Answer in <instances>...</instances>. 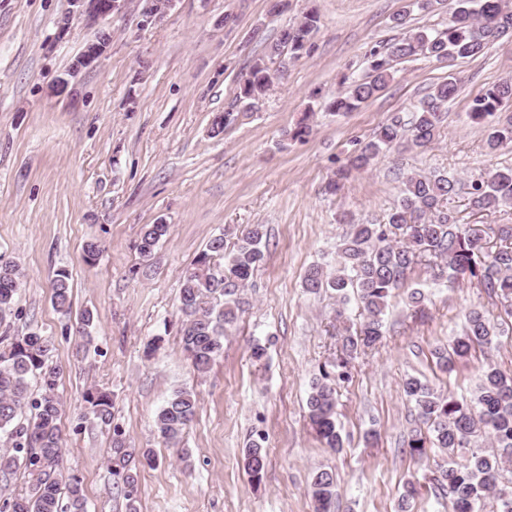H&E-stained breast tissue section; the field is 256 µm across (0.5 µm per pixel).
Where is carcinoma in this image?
I'll list each match as a JSON object with an SVG mask.
<instances>
[{"label": "carcinoma", "instance_id": "obj_1", "mask_svg": "<svg viewBox=\"0 0 512 512\" xmlns=\"http://www.w3.org/2000/svg\"><path fill=\"white\" fill-rule=\"evenodd\" d=\"M451 19L440 31H412L404 38L373 48L367 55L369 73L354 80L329 104L333 112H352L385 88L393 78V63L413 56L438 61L476 58L488 44L512 31V0H448ZM318 12L311 8L280 31L266 57L256 59L240 80L236 101L244 108H230L212 119L217 136L235 126L247 109L263 99L275 81L277 70L267 60L285 54L301 58L311 53L318 29ZM458 94L455 79L436 85L416 106L412 120L398 117L382 125L349 159L348 169L369 168L381 155L400 148H425L438 136L448 103ZM469 118L487 127V149L495 153L512 145V75L504 77L469 105ZM460 180L454 176L407 173L403 196L385 224H354L338 246L336 269L320 264L307 268L306 292L333 291L340 302L354 295L361 304L359 330L343 328L337 341L336 361L322 372L307 400L308 418L319 441L327 448H342L336 424V393L349 379L352 361L375 347L386 336L385 314L395 291L404 287L415 265L428 259L438 268L437 277L454 285L474 282L489 297L512 304V224H499L493 233L501 245L489 251L481 238L470 233L444 208V201L457 194ZM469 204L478 211L512 209V166L491 168L469 180ZM162 221L146 224L138 243L139 253L149 257L167 235ZM267 253L263 225L253 224L226 246L224 235L209 240L184 276L179 289L182 315V346L193 369L204 374L224 355V336L238 321L242 295ZM19 270L0 264V325L6 322L20 289ZM52 302L56 310L69 313L72 306L70 276L56 274ZM497 328L476 310L468 313L461 336L451 348L436 352V364L448 372L468 360L475 347L490 348ZM0 472L11 474L24 468L28 491L0 504V512H85L86 499L80 480L63 466L60 427L62 401L57 393L60 368L49 363L51 340L37 332L10 336L3 332L0 344ZM39 384L32 396L30 379ZM403 393L413 404L426 429L415 431L407 441L409 454L422 457L430 448L448 453L439 467L436 488L448 496L453 512H512V370L494 364L482 369L473 398L459 400L434 389L421 379L403 380ZM88 414L103 426L112 427L109 458L115 485L123 491L129 512H137L139 464L154 463L150 452L126 444L122 430L112 425V398L107 392L84 395ZM197 398L183 388L174 392L156 417L161 437L170 444L182 441L194 420ZM458 449H467L465 462L455 459ZM244 467L259 483L267 465L262 440L252 441L243 451ZM309 495L314 512H335L336 474L320 469L312 475Z\"/></svg>", "mask_w": 512, "mask_h": 512}]
</instances>
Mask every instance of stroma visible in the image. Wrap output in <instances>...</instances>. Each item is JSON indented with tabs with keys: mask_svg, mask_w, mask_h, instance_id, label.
<instances>
[{
	"mask_svg": "<svg viewBox=\"0 0 512 512\" xmlns=\"http://www.w3.org/2000/svg\"><path fill=\"white\" fill-rule=\"evenodd\" d=\"M406 4L288 0L287 11L273 15L267 0H178L143 29L133 8L93 24L70 15L69 0H0V259L22 273L11 333L37 331L54 343L64 465L82 481L87 512H127L108 466L112 433L83 416L90 389L111 393L115 423L157 459L140 470L138 512H314L307 488L319 468L337 475V512H398L410 481L420 488L412 512H451L432 484L443 452L432 448L417 459L406 450L419 422L402 382L414 375L467 399L481 365L512 370V317L498 300L467 282L435 281L430 266L417 265L390 301L386 336L353 361L337 388L340 451L316 439L307 409L313 380L336 358L337 305L334 294L305 292V270L335 266L351 224L386 223L402 197L403 172L466 181L512 165V147L489 153L485 127L467 117L472 97L512 74L510 35L472 59L401 61L386 88L357 110H327L343 78L366 77L371 48L446 28L448 0H429L424 10ZM311 8L320 16L311 54L283 56L285 76L259 107L213 135L212 118L235 104L242 74ZM402 10L408 16L398 27L392 18ZM65 17L70 29L62 36ZM104 31L106 53L56 94L57 79ZM450 77L460 92L432 145L382 155L351 171L337 193L328 191L357 143L393 117L409 119ZM304 118L310 136L293 139ZM447 207L491 250L499 244L491 226L512 224V210L472 213L462 193ZM158 221L168 233L151 257H141L142 228ZM253 224L267 231L266 261L243 293L223 357L197 376L181 344L180 282L211 238L231 243ZM90 241L100 249L91 263L84 259ZM60 270L73 287L68 316L51 301ZM414 288L426 296L419 316L406 304ZM473 309L498 328L497 347L472 352L468 367L440 371L436 350ZM86 310L93 313L87 343L74 333ZM158 335L161 349L145 357L144 343ZM256 340L269 344L260 365L249 357ZM181 388L194 390L198 408L174 446L155 418ZM258 432L266 435L268 464L256 484L243 450Z\"/></svg>",
	"mask_w": 512,
	"mask_h": 512,
	"instance_id": "35a3bbf8",
	"label": "stroma"
}]
</instances>
